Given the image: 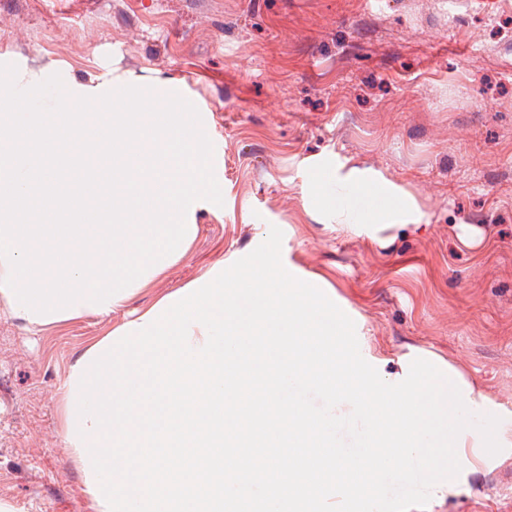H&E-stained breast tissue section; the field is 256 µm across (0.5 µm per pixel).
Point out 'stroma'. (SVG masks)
Segmentation results:
<instances>
[{
  "instance_id": "35a3bbf8",
  "label": "stroma",
  "mask_w": 512,
  "mask_h": 512,
  "mask_svg": "<svg viewBox=\"0 0 512 512\" xmlns=\"http://www.w3.org/2000/svg\"><path fill=\"white\" fill-rule=\"evenodd\" d=\"M0 0V64L173 84L207 114L224 204L122 306L36 331L0 302V502L90 512L64 384L83 351L283 232L282 262L355 323L382 379L453 367L512 425V12L493 0ZM376 182L415 224L358 231L311 183ZM431 512H512V463Z\"/></svg>"
}]
</instances>
